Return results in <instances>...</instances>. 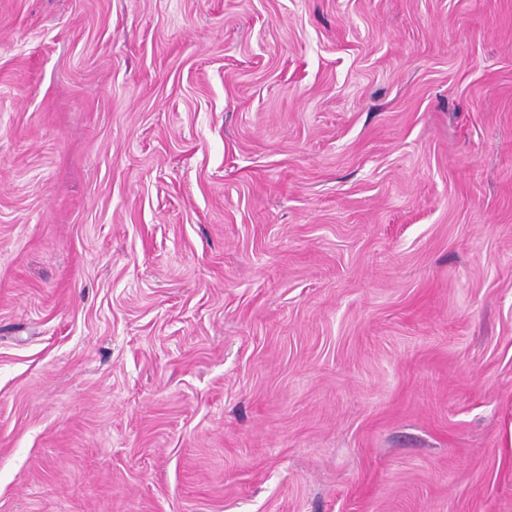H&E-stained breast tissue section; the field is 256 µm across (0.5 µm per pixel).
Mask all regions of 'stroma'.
Returning <instances> with one entry per match:
<instances>
[{
    "label": "stroma",
    "mask_w": 512,
    "mask_h": 512,
    "mask_svg": "<svg viewBox=\"0 0 512 512\" xmlns=\"http://www.w3.org/2000/svg\"><path fill=\"white\" fill-rule=\"evenodd\" d=\"M0 512H512V0H0Z\"/></svg>",
    "instance_id": "1"
}]
</instances>
